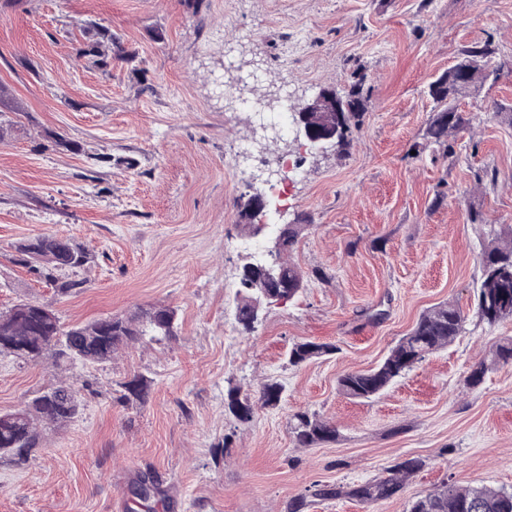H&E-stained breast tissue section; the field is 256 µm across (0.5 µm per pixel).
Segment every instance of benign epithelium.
Returning <instances> with one entry per match:
<instances>
[{
  "mask_svg": "<svg viewBox=\"0 0 512 512\" xmlns=\"http://www.w3.org/2000/svg\"><path fill=\"white\" fill-rule=\"evenodd\" d=\"M485 74L482 57L464 58L448 71L438 82V86L448 88V95L452 96ZM345 107L346 103L336 95L326 91L319 92L312 102L292 113L296 134L315 150L335 143L341 128V112ZM267 206L266 197L257 190L245 195L241 202V209L252 217L264 214Z\"/></svg>",
  "mask_w": 512,
  "mask_h": 512,
  "instance_id": "1",
  "label": "benign epithelium"
}]
</instances>
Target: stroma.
Masks as SVG:
<instances>
[{"mask_svg": "<svg viewBox=\"0 0 512 512\" xmlns=\"http://www.w3.org/2000/svg\"><path fill=\"white\" fill-rule=\"evenodd\" d=\"M95 26L112 33L103 66L78 54ZM484 45L487 77L452 98L462 121L434 142L431 83ZM244 80L252 112L234 93ZM284 87L301 106L358 92L346 145L315 151L264 126ZM284 180L276 222L303 227L288 259L304 286L246 335L239 268L272 240L240 229L241 197ZM44 234L93 257L59 272L78 283L67 294L18 261ZM511 236L512 0H0V311L38 302L66 327L177 314L174 336L105 363L0 354V414L63 383L81 401L39 426L25 465L0 455V512H288L300 497L304 512H408L445 482L512 489V363L493 360L512 319L481 321L475 299L482 250ZM444 302L466 316L452 345L375 398L339 390ZM306 341L337 350L289 365ZM137 375L149 397L124 401ZM268 381L285 387L278 407L246 424L225 410L230 387L255 396ZM303 411L335 423V441L297 446ZM408 459L421 467L394 498L315 494ZM143 479L160 490L146 502Z\"/></svg>", "mask_w": 512, "mask_h": 512, "instance_id": "obj_1", "label": "stroma"}]
</instances>
